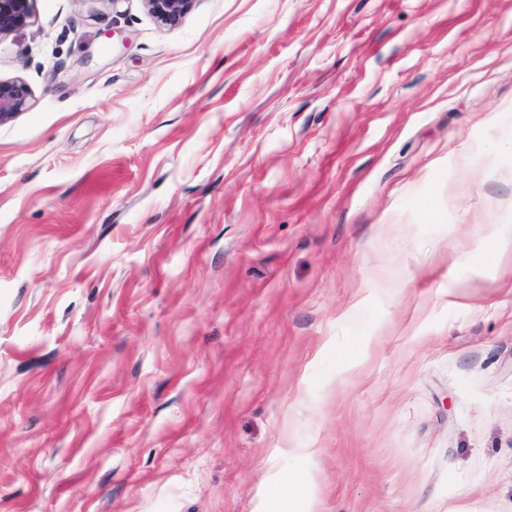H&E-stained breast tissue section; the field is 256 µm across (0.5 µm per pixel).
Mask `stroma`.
Masks as SVG:
<instances>
[{
	"mask_svg": "<svg viewBox=\"0 0 512 512\" xmlns=\"http://www.w3.org/2000/svg\"><path fill=\"white\" fill-rule=\"evenodd\" d=\"M14 77L0 512H512V0H34ZM148 12L163 26L173 28L181 24L195 0H143ZM33 90L22 78H0V124L31 108Z\"/></svg>",
	"mask_w": 512,
	"mask_h": 512,
	"instance_id": "stroma-1",
	"label": "stroma"
}]
</instances>
